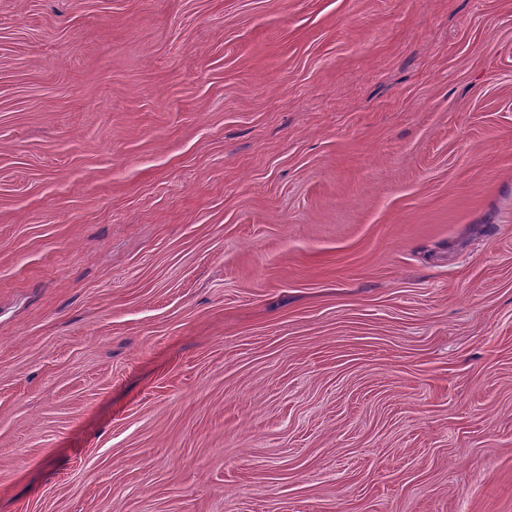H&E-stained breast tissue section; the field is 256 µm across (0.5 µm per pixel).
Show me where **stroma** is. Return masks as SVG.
<instances>
[{
    "label": "stroma",
    "instance_id": "obj_1",
    "mask_svg": "<svg viewBox=\"0 0 512 512\" xmlns=\"http://www.w3.org/2000/svg\"><path fill=\"white\" fill-rule=\"evenodd\" d=\"M0 512H512V0H0Z\"/></svg>",
    "mask_w": 512,
    "mask_h": 512
}]
</instances>
